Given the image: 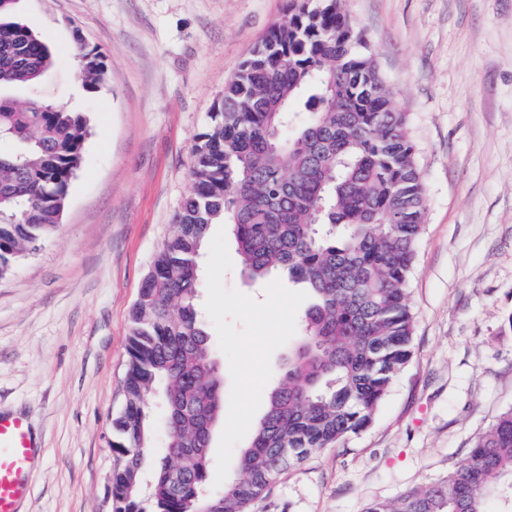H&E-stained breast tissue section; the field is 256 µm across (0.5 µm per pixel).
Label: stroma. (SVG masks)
Returning <instances> with one entry per match:
<instances>
[{
  "label": "stroma",
  "instance_id": "1",
  "mask_svg": "<svg viewBox=\"0 0 512 512\" xmlns=\"http://www.w3.org/2000/svg\"><path fill=\"white\" fill-rule=\"evenodd\" d=\"M287 0H17L55 53L40 93L90 135L57 232L0 280V412L43 452L22 512H113L130 311L191 188L190 151ZM409 117L427 208L414 355L373 424L253 512H365L445 477L512 409V0H344ZM110 74L78 77L80 45Z\"/></svg>",
  "mask_w": 512,
  "mask_h": 512
}]
</instances>
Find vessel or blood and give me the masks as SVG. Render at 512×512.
<instances>
[{"label": "vessel or blood", "mask_w": 512, "mask_h": 512, "mask_svg": "<svg viewBox=\"0 0 512 512\" xmlns=\"http://www.w3.org/2000/svg\"><path fill=\"white\" fill-rule=\"evenodd\" d=\"M36 443L21 415L0 414V512H19L30 492Z\"/></svg>", "instance_id": "vessel-or-blood-1"}]
</instances>
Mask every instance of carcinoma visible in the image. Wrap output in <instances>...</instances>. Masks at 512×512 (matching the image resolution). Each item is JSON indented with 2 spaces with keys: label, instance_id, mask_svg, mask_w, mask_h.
Wrapping results in <instances>:
<instances>
[{
  "label": "carcinoma",
  "instance_id": "cac0c4a2",
  "mask_svg": "<svg viewBox=\"0 0 512 512\" xmlns=\"http://www.w3.org/2000/svg\"><path fill=\"white\" fill-rule=\"evenodd\" d=\"M0 0V279L57 230L83 162L89 120L33 91L50 48ZM83 87L107 79L80 46ZM342 0H288L224 87L190 153L192 191L130 312L124 404L114 421V512H252L288 470L373 423L411 360L408 283L422 232L425 183L408 116L395 107ZM229 226L242 275H285L310 290L267 409L237 474L207 489L211 427L224 417V375L197 296L213 224ZM162 401L165 457L140 487ZM512 499V410L432 483L365 512H485Z\"/></svg>",
  "mask_w": 512,
  "mask_h": 512
}]
</instances>
